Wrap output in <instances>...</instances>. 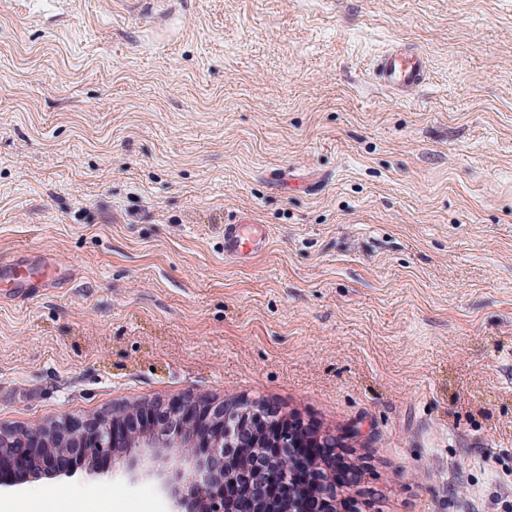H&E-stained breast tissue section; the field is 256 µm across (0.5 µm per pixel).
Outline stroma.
<instances>
[{
	"mask_svg": "<svg viewBox=\"0 0 512 512\" xmlns=\"http://www.w3.org/2000/svg\"><path fill=\"white\" fill-rule=\"evenodd\" d=\"M0 258L2 423L264 399L345 440L357 512H512V0H0ZM93 498L169 512L0 482ZM376 74L383 87L402 94L426 81L428 59L421 51L391 50L377 60ZM269 231L251 215H244L233 224L224 226V257L233 261L245 259L265 248Z\"/></svg>",
	"mask_w": 512,
	"mask_h": 512,
	"instance_id": "35a3bbf8",
	"label": "stroma"
}]
</instances>
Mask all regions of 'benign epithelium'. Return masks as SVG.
Returning <instances> with one entry per match:
<instances>
[{"label":"benign epithelium","mask_w":512,"mask_h":512,"mask_svg":"<svg viewBox=\"0 0 512 512\" xmlns=\"http://www.w3.org/2000/svg\"><path fill=\"white\" fill-rule=\"evenodd\" d=\"M243 415L260 428L264 417L285 412L265 400L188 393L153 400L133 414L114 406L91 418L66 417L50 429L19 431L0 424V475L56 478L78 465L100 474L124 461L130 480L158 481L159 492L174 505L172 512H212V500H224V485L235 482L240 467L238 445L228 439L226 424ZM277 438L290 450L288 461L296 469L301 448L336 453L335 435L297 415L287 419ZM310 471L316 512H335L336 458L317 455Z\"/></svg>","instance_id":"7a95c632"}]
</instances>
